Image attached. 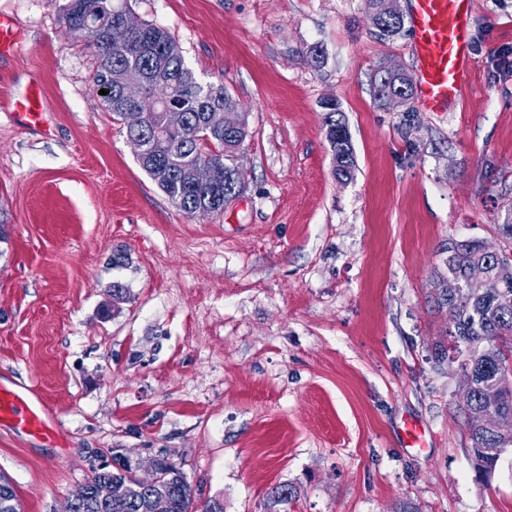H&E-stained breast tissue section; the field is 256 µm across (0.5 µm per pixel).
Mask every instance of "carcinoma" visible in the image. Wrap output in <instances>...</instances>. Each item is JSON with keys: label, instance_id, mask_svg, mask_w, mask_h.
I'll list each match as a JSON object with an SVG mask.
<instances>
[{"label": "carcinoma", "instance_id": "obj_1", "mask_svg": "<svg viewBox=\"0 0 512 512\" xmlns=\"http://www.w3.org/2000/svg\"><path fill=\"white\" fill-rule=\"evenodd\" d=\"M367 12H375L374 26L387 37L404 28L403 17L378 12V0H365ZM128 0H66L60 12L66 29L83 37L96 57L94 84L107 89L102 96L114 119L122 120L124 102L122 85L130 77H138L146 85L141 107L146 114L144 127L127 130L130 138L147 141L149 152L139 165L162 190L169 201L189 217L209 211L224 213V207L246 188V171L235 166V149L249 136V123L232 131L212 128L208 115L224 109L237 111L239 104L224 85L201 83L185 63L177 41L157 26L143 24L135 34L125 35L119 25ZM375 101L390 104L399 96L409 100L414 91L412 79L387 73L386 65H377L373 78ZM162 94L185 114V125L173 131L166 124V109L156 101ZM323 126L330 145L335 173L350 179L356 160L341 111L335 103H324ZM207 162L215 179L209 187H198L193 173L198 164ZM499 235L512 242V206L498 214ZM447 254L445 270L437 274L433 303L451 315L443 342L435 345L434 361L438 365L454 362L469 377L471 392L465 403L469 437L476 466L489 473L501 455L512 448V432L498 430L496 417L512 414V278L500 276L501 263L507 260L484 252L483 244L473 239H449L442 247ZM483 268L488 286L474 292L465 287L473 266ZM111 482L130 489L121 501L103 502L87 496L76 512H151L155 489L137 486L134 471L116 460L110 469L98 470L88 479L92 486ZM170 499L171 512H195V499L185 474L174 464H164L156 489ZM296 488L288 483L274 487L265 512H277L295 497Z\"/></svg>", "mask_w": 512, "mask_h": 512}]
</instances>
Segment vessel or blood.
Segmentation results:
<instances>
[{"instance_id":"1","label":"vessel or blood","mask_w":512,"mask_h":512,"mask_svg":"<svg viewBox=\"0 0 512 512\" xmlns=\"http://www.w3.org/2000/svg\"><path fill=\"white\" fill-rule=\"evenodd\" d=\"M409 23L417 99L426 111H451L470 85L472 0H411ZM11 116L23 125L40 126L44 111L37 90L15 99ZM0 423L33 435L51 434L45 406L1 386Z\"/></svg>"}]
</instances>
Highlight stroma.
<instances>
[{"label": "stroma", "instance_id": "stroma-1", "mask_svg": "<svg viewBox=\"0 0 512 512\" xmlns=\"http://www.w3.org/2000/svg\"><path fill=\"white\" fill-rule=\"evenodd\" d=\"M63 2L0 0L17 30L0 55V385L34 389L55 431L0 427L22 512H61L117 457L167 458L224 512H262L282 483L287 512H512V449L476 472L462 380L432 358L443 243L512 251L495 228L512 205V0H473L470 87L449 112L375 104L376 66L415 63L409 30L381 36L364 0H129L248 114L246 190L196 217L139 166ZM34 88L43 130L8 110ZM407 419L429 447H405ZM323 108L325 110L323 126L332 151L334 171L339 177L351 179L355 172L356 160L341 111L336 102L332 104L325 102Z\"/></svg>", "mask_w": 512, "mask_h": 512}]
</instances>
